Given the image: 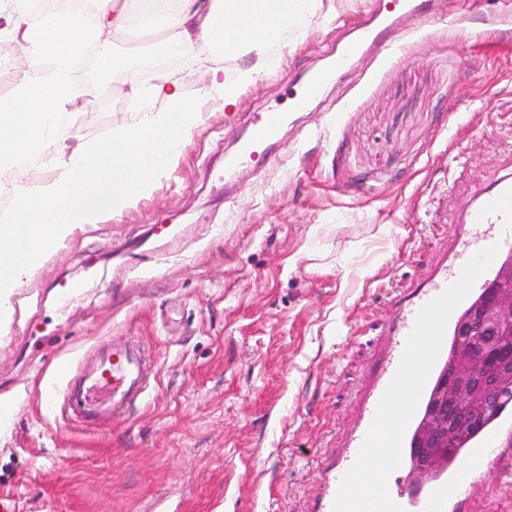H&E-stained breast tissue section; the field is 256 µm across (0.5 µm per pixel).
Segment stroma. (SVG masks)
I'll list each match as a JSON object with an SVG mask.
<instances>
[{"label":"stroma","mask_w":512,"mask_h":512,"mask_svg":"<svg viewBox=\"0 0 512 512\" xmlns=\"http://www.w3.org/2000/svg\"><path fill=\"white\" fill-rule=\"evenodd\" d=\"M400 0H323L275 43L264 78L186 85L198 118L152 193L84 224L35 269L0 323V512H306L353 424L389 299L453 233L455 194L512 164V8L436 0L382 67L360 56L307 107L301 74ZM75 136L49 141L33 182L138 101L82 84ZM285 110L266 159L224 183L255 113ZM139 347L147 391L110 425L70 421L48 381L95 346ZM467 512H512L491 467Z\"/></svg>","instance_id":"35a3bbf8"}]
</instances>
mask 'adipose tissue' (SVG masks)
Listing matches in <instances>:
<instances>
[{"instance_id":"obj_1","label":"adipose tissue","mask_w":512,"mask_h":512,"mask_svg":"<svg viewBox=\"0 0 512 512\" xmlns=\"http://www.w3.org/2000/svg\"><path fill=\"white\" fill-rule=\"evenodd\" d=\"M152 2V20L164 21V46L175 45L186 61L181 78L160 75L143 85L127 53L116 50L114 32L129 28L137 10ZM321 0H89L85 11L45 14L0 11V37L21 49L12 60L26 76L15 94L0 101V167L18 174L11 208L0 214V310L23 280L73 230L98 223L146 196L157 176L179 157L197 112L183 91L190 79L224 90V106L238 101L239 84L264 73L271 46L304 33ZM96 48L97 70L131 96L162 98L161 112L145 109L113 126L106 136L78 143L60 155L53 181L31 185L33 162L49 141L72 138L80 89L74 67ZM253 57L238 85L224 82L209 53Z\"/></svg>"}]
</instances>
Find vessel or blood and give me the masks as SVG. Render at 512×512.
<instances>
[{"instance_id":"obj_1","label":"vessel or blood","mask_w":512,"mask_h":512,"mask_svg":"<svg viewBox=\"0 0 512 512\" xmlns=\"http://www.w3.org/2000/svg\"><path fill=\"white\" fill-rule=\"evenodd\" d=\"M402 28L399 17L363 23L337 55L336 69L362 52L386 60ZM285 119L276 109L256 113L253 133L225 164V176L270 145ZM452 222L454 235L427 277L391 300L382 369L362 394L343 446L322 469L311 512H465L485 468L512 453V409L505 407L458 464L420 487L399 484L430 392L448 364V336L500 260L512 254V168L460 196ZM81 377V387L63 402L78 423L107 425L146 390L142 356L128 343L96 352L83 364Z\"/></svg>"}]
</instances>
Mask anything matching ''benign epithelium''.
I'll return each mask as SVG.
<instances>
[{"instance_id": "1", "label": "benign epithelium", "mask_w": 512, "mask_h": 512, "mask_svg": "<svg viewBox=\"0 0 512 512\" xmlns=\"http://www.w3.org/2000/svg\"><path fill=\"white\" fill-rule=\"evenodd\" d=\"M512 334V289L489 283L482 301L459 323L460 346L444 373L440 388L448 400L434 404L414 443L410 483L420 485L452 453L455 428L461 424L478 429L482 416L478 402L490 403L501 387L512 383V345L498 340Z\"/></svg>"}]
</instances>
